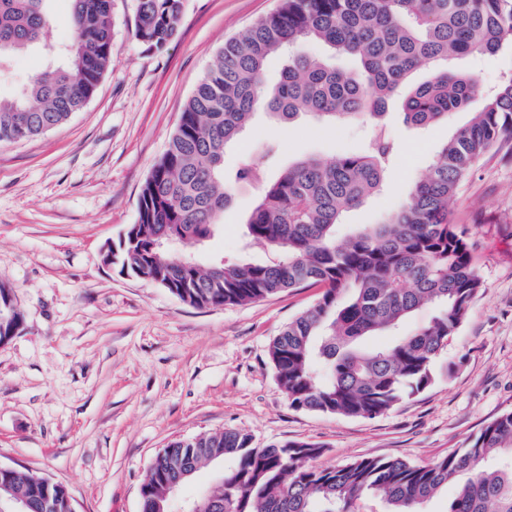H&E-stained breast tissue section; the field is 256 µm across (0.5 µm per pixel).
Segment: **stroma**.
<instances>
[{
  "instance_id": "1",
  "label": "stroma",
  "mask_w": 512,
  "mask_h": 512,
  "mask_svg": "<svg viewBox=\"0 0 512 512\" xmlns=\"http://www.w3.org/2000/svg\"><path fill=\"white\" fill-rule=\"evenodd\" d=\"M280 0H183L173 39L147 49L134 36L135 0H112V66L79 112L44 134L0 145V284L23 316L0 343V465L64 485L76 512H139L152 458L171 441L227 429L255 447L314 441L317 464L366 457L435 462L512 411V145L477 165L450 207L468 228L482 288L449 340L435 382L373 419L290 406L268 354L270 341L321 296V286L245 305L196 307L167 289L105 266L106 247L136 223L141 187L163 154L188 96L218 50ZM48 56L9 57L0 95L20 90ZM386 129L397 154L386 189L346 214L341 233L377 224L466 122V112L418 130L397 116ZM369 121L288 129L257 115L224 154L267 172L312 154L364 151ZM255 190L236 186L208 241L182 243L200 265L266 261L244 246Z\"/></svg>"
}]
</instances>
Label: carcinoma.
I'll list each match as a JSON object with an SVG mask.
<instances>
[{
	"instance_id": "cac0c4a2",
	"label": "carcinoma",
	"mask_w": 512,
	"mask_h": 512,
	"mask_svg": "<svg viewBox=\"0 0 512 512\" xmlns=\"http://www.w3.org/2000/svg\"><path fill=\"white\" fill-rule=\"evenodd\" d=\"M48 0H0V59L43 40ZM74 39L62 57L35 73L9 98L0 96V144L43 134L92 99L112 67V0H71ZM182 0H136L135 37L161 50L173 38ZM317 42L329 57L303 47ZM512 50V0H281L279 9L227 41L187 99L168 147L142 187L138 221L114 265L141 275L192 305H241L305 283L324 292L269 345L276 379L291 407L327 415L374 418L422 393L464 321L482 281L472 264L468 231L448 221V205L489 151L512 140V75L485 93L478 78L449 62ZM346 55L355 68L331 62ZM283 61L272 85L265 73ZM431 64L418 83L410 76ZM400 96L405 123L419 129L478 111L435 155L427 173L379 224L344 239V216L384 190L395 154L382 131L388 103ZM285 128L302 116L334 124L369 120L381 127L368 148L331 161L306 157L270 178L249 158L224 169L226 147L258 110ZM240 183L257 202L245 220L251 243L280 254L267 263L221 259L207 269L159 248L185 232L202 242L221 225ZM432 319L399 336L426 304ZM22 322L12 289L0 285V342ZM386 335L381 346H363ZM322 447L286 441L256 448L227 430L175 440L149 465L140 512H177L171 489L194 478L200 464L222 466L197 499L218 512H357L363 496L383 512L415 506L454 485L448 512H512V411L486 424L464 448L428 465L371 457L345 466L314 465ZM23 496L28 512H73L66 488L15 469L0 471V509Z\"/></svg>"
}]
</instances>
